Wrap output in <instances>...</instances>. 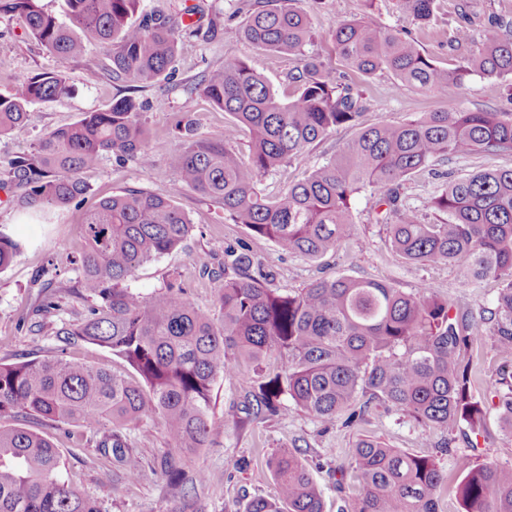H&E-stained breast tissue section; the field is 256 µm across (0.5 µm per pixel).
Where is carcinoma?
<instances>
[{"label":"carcinoma","instance_id":"1","mask_svg":"<svg viewBox=\"0 0 512 512\" xmlns=\"http://www.w3.org/2000/svg\"><path fill=\"white\" fill-rule=\"evenodd\" d=\"M141 0H65L69 23L48 14L40 0H0V16L25 17L32 35L60 60L81 55L82 36L106 45L112 80L147 84L166 75L178 48L177 25L160 10L134 21ZM297 0H254L243 24L256 49L295 57L302 68L299 93L283 102L267 80L236 61L207 74L200 92L229 115L224 138L213 140L184 126L183 147L169 154L179 186L220 201L224 214L282 250L314 259L355 234L352 198L380 193L377 223L389 228L392 251L414 268L448 265L469 288L494 276L503 288L492 308L478 315L452 312L428 284L412 293L392 284L336 276L294 293L269 287L268 273L246 254L224 251V284L218 314L195 307L181 283H168L149 298L129 286L137 268L180 248L193 224L174 201L142 191L101 200L81 223L85 250L78 284L100 299L87 319L63 327L65 342L112 351L135 371L131 381L104 367L62 357L0 364V418L38 416L73 439L81 429L103 431L97 443L104 463L139 479L143 461L126 430L158 419L175 453L163 471L180 489L173 512H199L191 489L206 481L187 457L211 441L213 384L231 377L246 359L263 375L276 353L281 372L250 391L253 415L281 411V396L323 422L352 424L375 402L425 427L460 433L473 444L484 414L469 392V367L461 360L471 336L486 327L497 352L512 359V168L480 170L448 181L428 209L448 216L431 224L402 203L396 187L438 161L479 151L512 155V112H463L448 101L435 112L401 123L379 120L315 166L277 198L258 190L265 175L308 150L328 132L355 125L365 109L360 93L333 81L316 57L310 18ZM436 0H397L398 9L422 26L431 23ZM336 56L349 70L372 76L386 70L398 86L441 94L448 83L473 74L512 76V21L493 16L475 53L449 70L414 38L380 30L369 16L342 21L333 35ZM62 70L44 72L0 95V135L22 127L26 108L68 91ZM132 95L87 112L74 125L48 133L34 153L12 161L19 206L63 207L86 192L80 171L107 155L140 167L152 165L158 145ZM251 135L247 156L234 143ZM19 244L0 232V270ZM501 421L512 430V362L493 382ZM62 456L51 437L22 427L0 428V512H103L101 503L60 476ZM267 465L279 484L274 500L254 498L245 512H323L322 494L306 464L291 451ZM456 466L463 512H512V467L465 455ZM351 479L358 512H439L436 493L448 482L437 462L361 439L353 448Z\"/></svg>","mask_w":512,"mask_h":512}]
</instances>
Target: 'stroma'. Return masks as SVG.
Returning a JSON list of instances; mask_svg holds the SVG:
<instances>
[{
    "instance_id": "1",
    "label": "stroma",
    "mask_w": 512,
    "mask_h": 512,
    "mask_svg": "<svg viewBox=\"0 0 512 512\" xmlns=\"http://www.w3.org/2000/svg\"><path fill=\"white\" fill-rule=\"evenodd\" d=\"M243 4L244 0H141V12L160 10L182 24L170 76L138 92L144 105L143 119L160 146L154 163L144 169L134 161L119 162L105 156L98 166L82 172L87 188L83 196L68 206L40 212L23 210L15 203L12 161L31 153L47 133L74 124L84 113L107 109L125 90L112 80L110 53L105 45L88 41L80 57L64 62L29 34L23 18L0 17V94H9L21 80L58 69L64 70L70 86L65 95L31 104L24 126L0 136V231L22 246L21 254L0 272V363L62 355L74 362L131 374V367L110 350L88 343L67 346L58 336L63 325L82 322L97 304L96 298L82 293L76 284L74 260L83 247L80 223L84 214L100 200L129 191L172 198L193 225L192 234L181 249L144 263L137 270L131 288L144 297L177 277L196 307L212 309L224 279L202 271L194 259L204 253L219 263L225 250L231 248L249 254L254 262L271 271L272 287L283 292H294L319 278L344 274L391 283L407 293L425 282L440 298L474 313L495 304L501 288L497 279L487 278L475 287L464 288L447 266L416 269L403 263L389 246L385 225L375 221V199L370 192H361L352 201L355 237L336 252L309 260L285 253L274 243L254 236L244 225L226 218L220 203L177 185L167 161L169 153L182 147L175 128L177 120L188 117L200 136L213 139L223 137L228 121L223 111L196 94L195 87L204 75L222 68L224 63L240 60L261 73L283 100H293L298 93L291 79L295 60L257 50L243 38ZM298 6L313 26L309 52L319 55L335 76L344 70L333 48V30L342 20L366 13L380 29L411 32L426 53L448 68L459 65L474 50L470 43L449 46L452 29L464 23L478 34L489 16L512 20V0H436L435 17L425 27L403 15L396 0H374L369 9L363 0H299ZM350 85L362 91L367 100V109L359 119L363 126L380 119L401 122L436 111L448 100L465 112H512L510 77L476 74L464 84L449 85L443 96L397 86L387 71L363 80L352 79ZM355 134L352 127L336 129L306 153L263 177L260 189L271 197L282 195L290 184L302 179ZM442 168L443 176L427 170L403 182L402 197L410 205L424 207L447 186L448 176L512 168V155L472 153L451 159ZM48 292L53 293L58 309L33 315V307ZM465 360L470 370L469 390L485 411L484 428L474 445L456 441L452 456L437 455L433 446L441 438V430H425L411 417L376 405L352 425L339 421L324 426L290 400L278 415L246 418L242 407L257 375L251 363H240L234 376L215 381L210 410L212 443L189 461L191 467L208 474L207 483L194 491L202 512H243L250 499L277 498V480L266 461L284 448L297 452L308 464L323 491L324 512H355L357 490L350 481L344 488H337L336 469L349 465L352 450L363 437L379 439L412 454L436 456L448 474L447 485L439 491L440 512H463L457 494L463 475L456 466V454L473 448L480 458L512 465V430L500 421L498 399L490 388L504 359L491 336L481 332L474 336ZM13 425L49 433L62 455L63 477L98 498L104 512H172L180 502L177 488L161 474L169 441L156 421L147 419L128 430V442L142 458L144 469L137 481L117 490L112 487V469L103 464L96 446L98 432L85 431L82 444L77 446L33 416L0 419L1 427Z\"/></svg>"
}]
</instances>
